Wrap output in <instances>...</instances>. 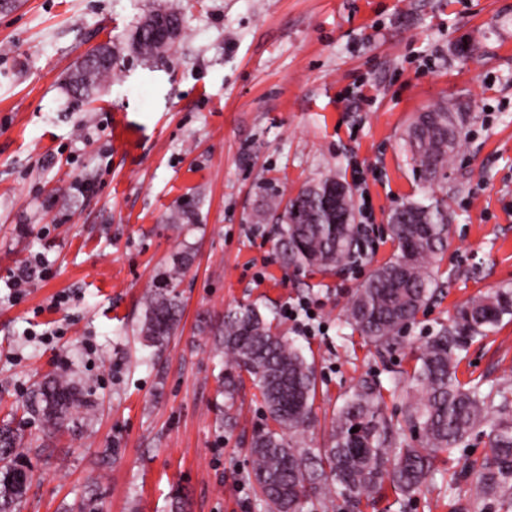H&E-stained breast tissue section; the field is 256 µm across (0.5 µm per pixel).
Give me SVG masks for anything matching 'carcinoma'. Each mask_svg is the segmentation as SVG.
Listing matches in <instances>:
<instances>
[{
  "label": "carcinoma",
  "instance_id": "1",
  "mask_svg": "<svg viewBox=\"0 0 512 512\" xmlns=\"http://www.w3.org/2000/svg\"><path fill=\"white\" fill-rule=\"evenodd\" d=\"M131 51L144 60L163 54L148 20L132 34ZM121 67L117 57L109 66L83 62L69 77V86L90 98L117 77ZM462 131L463 125L452 121L444 104L419 113L409 124L406 142L422 181L432 184L445 176L448 156ZM337 184L336 177L327 176L286 201L277 191L264 196L257 219L277 220L286 265L333 271L363 252L353 224L351 192H345L338 205H327ZM449 231L447 209L437 199L429 204L410 202L394 211L388 232L397 252L352 294L344 310L345 324L376 347L395 345L402 329L436 294L432 268L447 249ZM188 261L183 257L169 280L144 297L142 332L159 354L180 321L177 286L181 266ZM508 316L512 317L511 285L465 302L416 356L410 380L417 395L402 406V419L384 415L382 383L361 378L337 409L324 446L306 448L304 434L313 422L317 395L314 362L273 333L258 307L227 312L213 328L217 350L227 359L222 378L225 408H233L240 372L245 371L274 423L254 433L250 448V474L267 512H303L313 501L326 508L335 491L352 503L379 493L386 484L410 500L436 470L439 454L452 453L487 424L490 451L465 465L473 494L460 512H482L490 504L512 508V384L502 382L486 392L482 382H462L457 376L461 353ZM79 402L74 384L54 375L38 385L27 409L40 416L45 434L51 435L67 425ZM409 431L418 433L419 444L407 438ZM27 455L19 429L8 423L0 426V512H20L31 478Z\"/></svg>",
  "mask_w": 512,
  "mask_h": 512
}]
</instances>
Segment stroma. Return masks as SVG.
<instances>
[{"instance_id": "1", "label": "stroma", "mask_w": 512, "mask_h": 512, "mask_svg": "<svg viewBox=\"0 0 512 512\" xmlns=\"http://www.w3.org/2000/svg\"><path fill=\"white\" fill-rule=\"evenodd\" d=\"M178 13L183 33L150 62L128 53L153 11ZM123 51L120 78L93 101L70 93L83 54ZM466 124L448 178L423 184L404 133L438 101ZM368 196V248L336 273L286 266L275 224L253 214L270 189L295 196L323 176ZM444 199L450 233L436 299L399 343L365 345L342 322L346 302L396 246L389 215ZM190 209L187 224L172 213ZM189 256L182 313L155 354L140 329L143 297ZM44 278L13 301L5 286L26 259ZM512 284V0H0V421L42 437L25 406L62 373L83 405L32 459L21 512H267L248 478L249 442L266 424L244 378L235 428L222 420L224 359L212 326L254 304L274 332L316 363L319 447L348 388L404 380L412 356L466 300ZM318 301L324 331L282 314ZM460 379L512 381V321L462 354ZM469 437L435 486L326 512H456L469 495Z\"/></svg>"}]
</instances>
